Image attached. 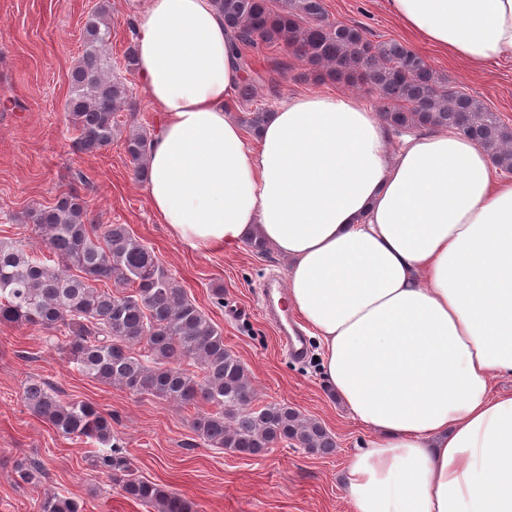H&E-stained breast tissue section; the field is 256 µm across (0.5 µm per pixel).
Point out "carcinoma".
<instances>
[{
    "label": "carcinoma",
    "instance_id": "carcinoma-1",
    "mask_svg": "<svg viewBox=\"0 0 512 512\" xmlns=\"http://www.w3.org/2000/svg\"><path fill=\"white\" fill-rule=\"evenodd\" d=\"M238 45L282 46L303 59L324 81H358L370 86L381 116L393 129L453 127L475 141L512 173V127L475 97L448 86L415 51L397 41L370 40L357 25L329 19L323 0H216ZM83 50L70 76L65 119L83 154L108 148L120 134L116 114L133 110L129 85L113 75L115 65L135 70L134 44L113 60L112 4L102 0L82 31ZM239 87L244 101L263 76L245 55ZM269 114L246 112L243 123L256 134ZM150 137L132 131L124 139L134 175L147 178ZM87 204L76 192L51 206L26 212V219L53 254L0 238V325L34 327L57 342L67 362L87 377L135 395H151L197 410L196 435L210 448L258 456L292 442L320 455L336 440L318 421L282 404L252 407L254 389L245 367L224 346L222 330L189 299L154 249L126 224H88ZM26 407L67 439L96 448L92 467L112 475L126 496L152 512H190L177 493L133 473L112 429V415L83 401H64L39 380L24 390ZM212 411H202V406ZM18 477L37 485L41 466L16 463ZM39 512H82L75 499L46 495Z\"/></svg>",
    "mask_w": 512,
    "mask_h": 512
}]
</instances>
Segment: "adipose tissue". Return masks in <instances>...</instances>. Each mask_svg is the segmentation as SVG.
<instances>
[{"label": "adipose tissue", "instance_id": "1", "mask_svg": "<svg viewBox=\"0 0 512 512\" xmlns=\"http://www.w3.org/2000/svg\"><path fill=\"white\" fill-rule=\"evenodd\" d=\"M417 42L481 69L512 62V0H383ZM136 70L162 115L153 211L182 245L259 236L321 371L372 437L348 461L354 512H512V180L451 128L390 148L359 98H288L255 137L228 110L243 80L214 0H150Z\"/></svg>", "mask_w": 512, "mask_h": 512}]
</instances>
